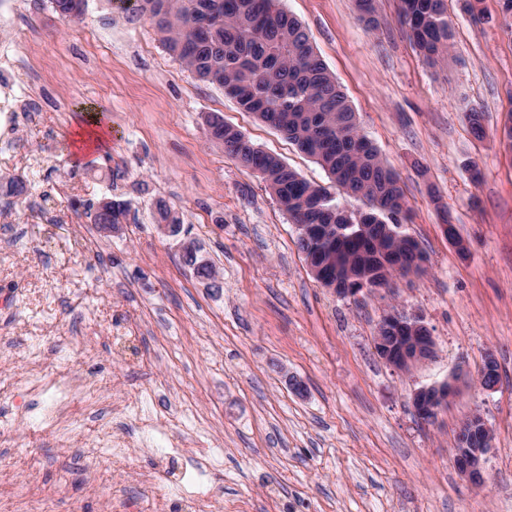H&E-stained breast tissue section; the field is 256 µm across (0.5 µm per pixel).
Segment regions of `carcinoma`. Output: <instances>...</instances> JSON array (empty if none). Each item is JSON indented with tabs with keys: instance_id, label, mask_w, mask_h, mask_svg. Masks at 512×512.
Instances as JSON below:
<instances>
[{
	"instance_id": "obj_1",
	"label": "carcinoma",
	"mask_w": 512,
	"mask_h": 512,
	"mask_svg": "<svg viewBox=\"0 0 512 512\" xmlns=\"http://www.w3.org/2000/svg\"><path fill=\"white\" fill-rule=\"evenodd\" d=\"M377 0H357L367 24L377 27ZM162 35L166 49L203 82L219 81L245 112L283 132L298 149L328 172L343 194L362 203L347 209L325 188L290 169L271 154L231 133L221 123L211 139L227 155L254 171L297 224H321L327 231L300 251L320 265L348 267L369 288L388 278L425 271L426 254L399 231L408 208L398 174L360 133L355 112L336 79L316 53L303 23L281 0H139ZM400 23L414 48L435 65L448 55L451 30L446 0H400ZM127 208L94 209L96 224H119ZM338 224H370L368 236L340 248Z\"/></svg>"
}]
</instances>
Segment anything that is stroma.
I'll return each instance as SVG.
<instances>
[{
	"label": "stroma",
	"instance_id": "35a3bbf8",
	"mask_svg": "<svg viewBox=\"0 0 512 512\" xmlns=\"http://www.w3.org/2000/svg\"><path fill=\"white\" fill-rule=\"evenodd\" d=\"M447 0L452 39L428 63L378 0L381 25L356 0H282L307 27L359 129L399 175L411 209L404 234L425 273L362 301L317 282L290 216L262 179L206 133L221 115L328 192L327 173L241 111L221 87L170 55L147 17L119 0H86L62 20L50 0H0V512H512V17L480 0ZM484 114L478 139L466 119ZM107 141H82L88 113ZM478 166L480 182L471 179ZM125 202L106 236L90 207ZM164 200L223 281L213 292L156 229ZM454 224L467 250L444 236ZM419 316L436 355L408 372L374 348L385 314ZM42 336L53 364L26 385L25 354ZM500 383L483 390L487 354ZM53 377L75 378L67 436L30 428ZM459 392L435 423L412 393L450 379ZM305 386L296 392L294 382ZM480 413L492 433L486 486L453 465L461 424ZM106 418L120 449L90 450ZM203 448L223 449L218 461ZM29 484L15 498L11 482Z\"/></svg>",
	"mask_w": 512,
	"mask_h": 512
}]
</instances>
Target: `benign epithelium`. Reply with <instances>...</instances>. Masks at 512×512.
<instances>
[{
    "label": "benign epithelium",
    "instance_id": "1",
    "mask_svg": "<svg viewBox=\"0 0 512 512\" xmlns=\"http://www.w3.org/2000/svg\"><path fill=\"white\" fill-rule=\"evenodd\" d=\"M321 278L333 282V292L340 297L360 296L369 289L355 287V281L343 279L332 272H324ZM375 349L390 366L408 371L414 366L434 357L435 340L421 318L404 311H392L380 322L375 336ZM498 367L495 359L487 357L481 371L479 384L488 391L497 388ZM456 392L455 384L422 387L411 397L414 414L422 421L437 419L441 408ZM492 434L481 415L475 413L458 434L454 465L457 471L475 485L485 482V462L490 452Z\"/></svg>",
    "mask_w": 512,
    "mask_h": 512
}]
</instances>
